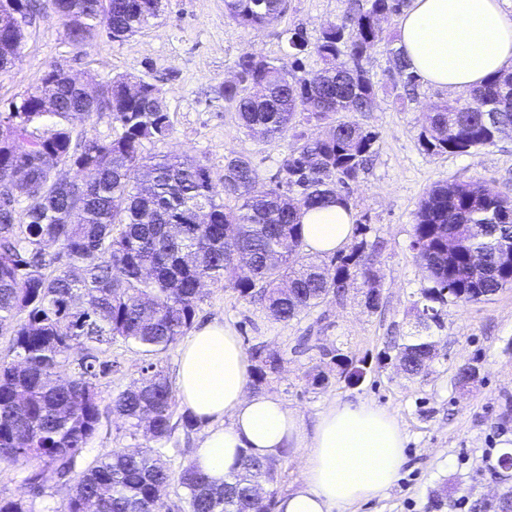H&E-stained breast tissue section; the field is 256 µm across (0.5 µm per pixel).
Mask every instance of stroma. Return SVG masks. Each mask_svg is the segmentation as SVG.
<instances>
[{
  "instance_id": "1",
  "label": "stroma",
  "mask_w": 512,
  "mask_h": 512,
  "mask_svg": "<svg viewBox=\"0 0 512 512\" xmlns=\"http://www.w3.org/2000/svg\"><path fill=\"white\" fill-rule=\"evenodd\" d=\"M355 1L368 4L288 0L278 21L253 29L227 19L224 0H163L153 26L121 42L101 36L84 48L69 42L63 22L45 6L26 26L13 65L0 72V112L21 103L54 67L82 81L131 74L160 88L173 124L169 139L147 145V152L196 157L217 183L224 177L225 158L244 156L269 188L281 181L280 166L296 135L316 137L328 127L301 114L278 142H264L240 129L221 90L234 80L235 62L246 51L289 67L296 76H310L322 62L312 53L292 62L289 31L302 30L316 41ZM386 34L388 40L397 39L398 20H390ZM387 42L374 45L364 61L376 104L357 120L376 132L378 140L371 162L350 188L353 221L363 225V239L377 246L379 308L367 309L355 284L343 300L328 299L286 323L271 317L264 305L213 284L206 288L195 319L199 325L219 320L231 326L251 366L260 363L256 348L278 352L281 368L260 389L299 411L306 424H313L333 402L366 401L397 419L406 436V461L395 481L380 498L341 512H427L438 495L446 500L491 498L512 487L494 475L500 456L512 453V288L475 302L440 306L443 326L433 332L438 355L421 375L405 376L393 349L394 343L421 330L412 303L428 282L410 248L421 199L437 185L484 180L512 195V131L499 135L494 145L464 154L428 155L420 144L428 108L456 94L422 81L414 95H405L393 74ZM334 350L363 368L359 383L340 377L329 357ZM112 357L120 369L100 381L106 398L137 379L144 364L140 353L125 346H113ZM464 364L479 372L465 389L456 380ZM315 365L325 374V384H315L310 376ZM145 444L143 434L131 433L111 415L103 418L80 462L88 464L114 448L134 450Z\"/></svg>"
}]
</instances>
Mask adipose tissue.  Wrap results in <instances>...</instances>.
Here are the masks:
<instances>
[{
	"label": "adipose tissue",
	"mask_w": 512,
	"mask_h": 512,
	"mask_svg": "<svg viewBox=\"0 0 512 512\" xmlns=\"http://www.w3.org/2000/svg\"><path fill=\"white\" fill-rule=\"evenodd\" d=\"M506 0H413L400 21L398 45L424 81L468 90L512 66V14ZM309 249L336 252L353 235L341 204L302 218ZM249 362L236 332L215 320L183 342L177 363L181 405L204 431L194 461L216 481L242 456L268 460L294 448L299 487L277 499L276 512H336L379 498L405 462V435L386 410L367 402L332 403L306 425L278 397L249 388Z\"/></svg>",
	"instance_id": "adipose-tissue-1"
}]
</instances>
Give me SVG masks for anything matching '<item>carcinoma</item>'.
<instances>
[{"mask_svg": "<svg viewBox=\"0 0 512 512\" xmlns=\"http://www.w3.org/2000/svg\"><path fill=\"white\" fill-rule=\"evenodd\" d=\"M82 17L69 37L86 47L101 34L122 41L150 27L160 0H61ZM225 16L251 28L270 25L287 0H224ZM407 0H369V7L328 26L313 45L323 66L296 79L284 67L252 52L235 62L239 79L224 83V102L240 126L277 141L305 113L329 123L323 136H297L284 157L283 181L261 190L252 162L225 159L224 196L241 204L228 208L215 190L211 171L191 157L146 154L144 143L172 134L161 90L142 82L138 96L119 76L98 84L90 100L50 69L41 86L22 99L19 112H0V180L11 179V200L0 204V331L9 336L0 358V463L20 467L13 490L0 489V512H157L161 492L172 482L182 489L178 512H274V463L245 456L229 479L213 481L195 462L173 471L166 443L177 427L196 423L175 417V393L163 371L146 362L139 378L103 404L100 379L118 367L109 357L120 343L152 358L174 346L193 327L204 285L224 287L245 299L259 297L272 317L288 322L330 297L344 298L358 282L364 305L379 307L375 259L365 241L319 263L307 250L302 215L330 202L351 208L336 184L356 182L373 153L377 133L354 116L375 107L376 93L363 67L372 46L385 39L382 23L402 14ZM30 15V0H0V70L12 64L23 34L13 12ZM288 55L307 52L300 31L288 39ZM405 94L415 93L417 75L401 49L392 51ZM56 85L55 110L41 111L39 93ZM106 116L120 127L109 141L87 136L81 125ZM512 129V71L490 75L460 103L431 106L420 134L432 156L464 153L492 145L495 132ZM95 170L90 181L61 183L53 164ZM208 222L196 223L199 211ZM58 247L54 253L45 244ZM432 286L421 292L432 312L426 331L443 327L434 304L472 302L512 288V199L487 182L444 184L431 189L416 213L410 244ZM480 265L474 282L470 269ZM437 355L433 336L397 345L404 373L414 377ZM340 375L358 380L353 361L332 357ZM280 357L268 353L252 372L262 384L278 371ZM153 445L113 450L76 470L104 413ZM52 468L70 487L63 505L43 501L44 472ZM469 512H512V493L475 499Z\"/></svg>", "mask_w": 512, "mask_h": 512, "instance_id": "obj_1", "label": "carcinoma"}]
</instances>
